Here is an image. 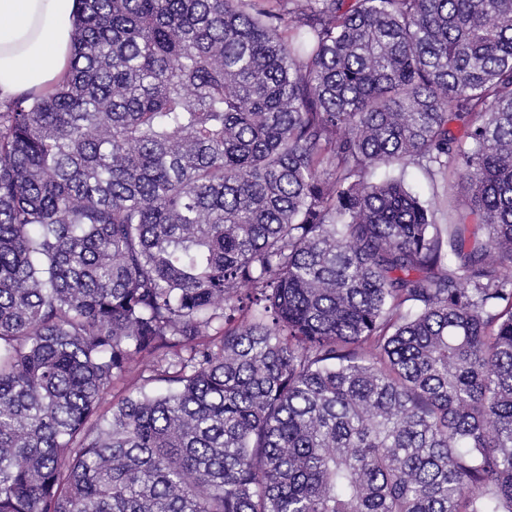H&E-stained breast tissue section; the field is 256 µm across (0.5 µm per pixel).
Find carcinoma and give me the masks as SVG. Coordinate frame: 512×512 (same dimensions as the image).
I'll return each mask as SVG.
<instances>
[{"mask_svg":"<svg viewBox=\"0 0 512 512\" xmlns=\"http://www.w3.org/2000/svg\"><path fill=\"white\" fill-rule=\"evenodd\" d=\"M76 3L0 101V512H512V0ZM388 177L400 178L406 189L417 196L428 208L435 201L436 224H452L458 214L468 211L470 207V196L461 183L446 184L438 178L431 180L418 166L410 165L404 170L397 167H382L374 176L377 181Z\"/></svg>","mask_w":512,"mask_h":512,"instance_id":"cac0c4a2","label":"carcinoma"}]
</instances>
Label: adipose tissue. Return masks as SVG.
<instances>
[{
    "label": "adipose tissue",
    "mask_w": 512,
    "mask_h": 512,
    "mask_svg": "<svg viewBox=\"0 0 512 512\" xmlns=\"http://www.w3.org/2000/svg\"><path fill=\"white\" fill-rule=\"evenodd\" d=\"M74 26L75 0H0V99L55 84Z\"/></svg>",
    "instance_id": "adipose-tissue-1"
}]
</instances>
